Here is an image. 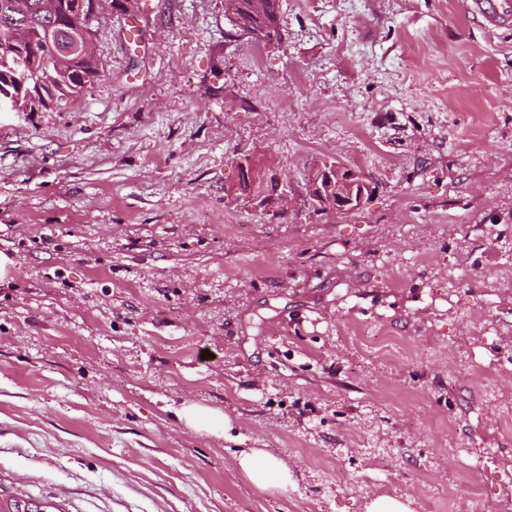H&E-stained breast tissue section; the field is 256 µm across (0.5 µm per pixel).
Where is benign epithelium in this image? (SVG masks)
I'll use <instances>...</instances> for the list:
<instances>
[{
  "label": "benign epithelium",
  "mask_w": 512,
  "mask_h": 512,
  "mask_svg": "<svg viewBox=\"0 0 512 512\" xmlns=\"http://www.w3.org/2000/svg\"><path fill=\"white\" fill-rule=\"evenodd\" d=\"M74 51L98 67V61L91 52L92 31L78 26ZM261 169L249 160L240 162L238 178L239 188L245 192L261 184ZM307 190L309 204L318 212L352 213L360 210L366 203L372 187L367 177L349 169L338 162L328 161L308 174Z\"/></svg>",
  "instance_id": "benign-epithelium-1"
}]
</instances>
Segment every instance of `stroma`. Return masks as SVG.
Returning <instances> with one entry per match:
<instances>
[{
	"mask_svg": "<svg viewBox=\"0 0 512 512\" xmlns=\"http://www.w3.org/2000/svg\"><path fill=\"white\" fill-rule=\"evenodd\" d=\"M280 11L262 48L224 0H96L98 76L0 112V500L512 512V31L463 0ZM329 159L360 211L308 206ZM185 419L200 428L210 431H222L224 429V416L210 410L197 407H188L184 410ZM238 464L250 482L256 486H262L272 478H276L283 485L288 484V468L262 449H252L249 453H243Z\"/></svg>",
	"mask_w": 512,
	"mask_h": 512,
	"instance_id": "stroma-1",
	"label": "stroma"
}]
</instances>
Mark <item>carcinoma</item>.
<instances>
[{
    "label": "carcinoma",
    "instance_id": "cac0c4a2",
    "mask_svg": "<svg viewBox=\"0 0 512 512\" xmlns=\"http://www.w3.org/2000/svg\"><path fill=\"white\" fill-rule=\"evenodd\" d=\"M13 8L6 14L24 25L32 34L27 43L10 45V32L0 24V99L16 98L27 112H40L75 100L97 73L89 63L71 55L63 60L54 56L61 41L70 38V29H57L52 41L46 40L45 29L51 20L39 10L40 0H9ZM240 11L245 24L261 33V44L279 46L283 40L279 0H263V15L250 13V0H241ZM0 12V17L6 15ZM51 503L41 508L32 500L14 498L0 512H48Z\"/></svg>",
    "mask_w": 512,
    "mask_h": 512
}]
</instances>
